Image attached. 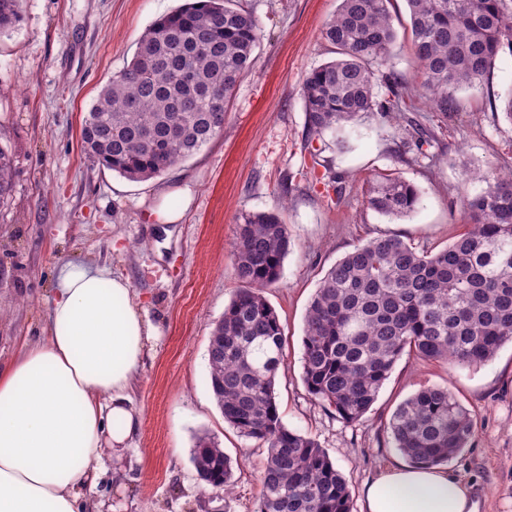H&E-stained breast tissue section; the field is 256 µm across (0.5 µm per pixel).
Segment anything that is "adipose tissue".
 <instances>
[{
    "label": "adipose tissue",
    "mask_w": 512,
    "mask_h": 512,
    "mask_svg": "<svg viewBox=\"0 0 512 512\" xmlns=\"http://www.w3.org/2000/svg\"><path fill=\"white\" fill-rule=\"evenodd\" d=\"M157 334L125 278L90 262L59 268L46 336L0 363V512H80L104 446L120 452L134 432L125 393ZM473 510L438 467H392L362 490L361 512Z\"/></svg>",
    "instance_id": "adipose-tissue-1"
}]
</instances>
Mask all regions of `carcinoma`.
<instances>
[{"label": "carcinoma", "mask_w": 512, "mask_h": 512, "mask_svg": "<svg viewBox=\"0 0 512 512\" xmlns=\"http://www.w3.org/2000/svg\"><path fill=\"white\" fill-rule=\"evenodd\" d=\"M389 0H341L323 30L338 57L301 85L309 129L343 149L356 117L392 119L411 97L389 68L396 32ZM420 88L437 112L454 93L479 89L499 53L512 50V0H406ZM22 18V0H0V35ZM256 17L235 0H189L156 19L130 63L98 93L80 129L92 162L133 181L157 177L224 130V104L250 71L259 41ZM13 158L0 148V203L12 192ZM467 224L437 251L393 235L355 247L325 273L304 318L302 381L347 422L361 420L404 354L477 367L512 343V167L464 163ZM369 206L401 218L420 204L416 188L384 177ZM291 247L274 211L245 212L237 224L234 276L240 283L208 346L209 384L230 426L267 448L257 512H351V491L318 441L288 429L275 383L285 335L264 289L280 278ZM413 464L439 465L461 453L475 420L448 388L405 399L387 425ZM192 463L201 480L230 493L232 459L207 435Z\"/></svg>", "instance_id": "obj_1"}]
</instances>
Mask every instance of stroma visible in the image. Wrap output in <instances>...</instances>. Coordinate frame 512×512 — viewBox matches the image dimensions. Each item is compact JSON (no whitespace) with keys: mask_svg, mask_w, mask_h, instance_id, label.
I'll return each mask as SVG.
<instances>
[{"mask_svg":"<svg viewBox=\"0 0 512 512\" xmlns=\"http://www.w3.org/2000/svg\"><path fill=\"white\" fill-rule=\"evenodd\" d=\"M184 0H23L22 20L0 36V145L11 151L13 191L0 206V360L46 332L56 270L91 260L126 278L159 336L128 395L137 431L119 455L104 453L100 478L84 491L107 512H257L266 450L224 420L208 380L212 325L239 287L236 224L248 211L279 212L292 246L265 296L284 328L276 377L283 423L326 450L360 512L366 481L401 462L387 423L423 387L445 386L476 419L475 434L448 460L471 489L477 512H512V343L467 368L403 355L365 417L346 422L302 381L303 319L326 271L355 246L396 235L439 249L465 229L460 163L512 166V124L500 110L512 92V55L501 54L482 90L461 91L452 111H433L415 78L409 14L391 0L397 33L392 64L414 112L401 122L364 114L348 151L310 134L300 87L332 60L323 28L340 0H245L260 24L250 72L237 85L224 132L161 176L131 181L90 161L81 122L99 90L130 62L157 18ZM436 138L415 147L404 124ZM425 159H416V152ZM341 182H330L331 174ZM392 175L414 185L421 205L385 218L367 204L371 185ZM178 212L159 223L156 210ZM214 437L234 463L231 495L206 485L191 460L197 433Z\"/></svg>","mask_w":512,"mask_h":512,"instance_id":"1","label":"stroma"}]
</instances>
